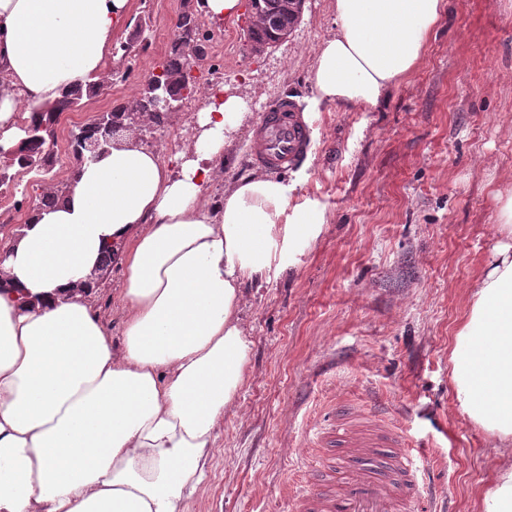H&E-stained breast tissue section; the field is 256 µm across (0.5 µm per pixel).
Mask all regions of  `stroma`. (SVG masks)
Returning <instances> with one entry per match:
<instances>
[{"label":"stroma","instance_id":"stroma-1","mask_svg":"<svg viewBox=\"0 0 512 512\" xmlns=\"http://www.w3.org/2000/svg\"><path fill=\"white\" fill-rule=\"evenodd\" d=\"M425 57L374 106L315 102L317 46L336 30L334 0H306L287 41L251 54L246 10L207 17L200 0H130L112 35L96 95L57 124L59 145L113 103L139 101L171 51L179 14L194 15L201 70L250 112L224 149L206 207L251 176L253 130L289 95L311 131L305 163L282 174L291 201L321 211L319 234L283 255L242 313L252 341L245 382L224 413L205 475L184 512H290L306 462L288 456L335 400H369L405 428L414 461L445 512H481L495 466L512 447L459 416L449 346L475 277L500 239L501 197L512 195V0H447ZM195 90L185 108L137 126L139 145L169 160L197 132ZM75 157L46 174L12 167L0 207L27 182L67 186ZM124 271L113 262L83 296L122 345Z\"/></svg>","mask_w":512,"mask_h":512}]
</instances>
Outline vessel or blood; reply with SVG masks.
Masks as SVG:
<instances>
[{
  "label": "vessel or blood",
  "instance_id": "vessel-or-blood-1",
  "mask_svg": "<svg viewBox=\"0 0 512 512\" xmlns=\"http://www.w3.org/2000/svg\"><path fill=\"white\" fill-rule=\"evenodd\" d=\"M309 127L282 97L262 113L249 148L253 166L288 172L303 163ZM326 449L294 498L292 512H418L423 488L405 430L364 402L341 401L317 424L307 447Z\"/></svg>",
  "mask_w": 512,
  "mask_h": 512
}]
</instances>
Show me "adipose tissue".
Returning a JSON list of instances; mask_svg holds the SVG:
<instances>
[{
    "label": "adipose tissue",
    "instance_id": "obj_1",
    "mask_svg": "<svg viewBox=\"0 0 512 512\" xmlns=\"http://www.w3.org/2000/svg\"><path fill=\"white\" fill-rule=\"evenodd\" d=\"M446 0H334L316 102L375 105L421 63ZM129 0H0V149L72 87L95 82ZM248 103L198 110L175 165L121 134L31 211L0 264V512H183L246 376L247 284L322 214L266 174L204 200ZM450 351L458 412L512 441V197ZM123 241L121 349L79 291Z\"/></svg>",
    "mask_w": 512,
    "mask_h": 512
}]
</instances>
